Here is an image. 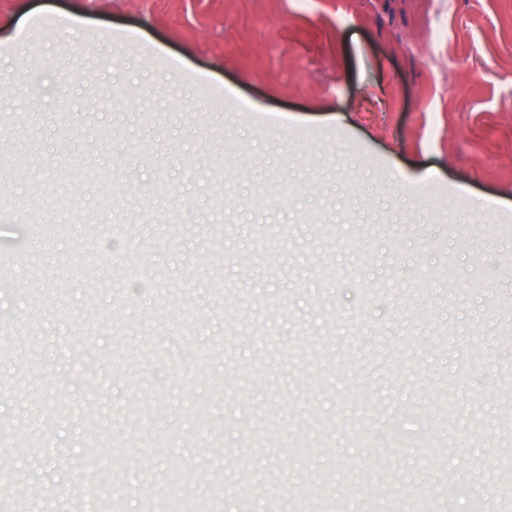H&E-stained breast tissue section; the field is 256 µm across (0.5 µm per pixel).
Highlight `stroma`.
<instances>
[{"label":"stroma","instance_id":"1","mask_svg":"<svg viewBox=\"0 0 512 512\" xmlns=\"http://www.w3.org/2000/svg\"><path fill=\"white\" fill-rule=\"evenodd\" d=\"M0 112V453L33 512H71L80 485L142 512L174 456L193 465L187 489L223 484L212 512H240L249 486L267 512L298 481L329 487L308 512H407L418 495L428 512L494 508L512 414L497 387L512 364V0H0ZM95 164L124 192L78 188ZM276 181L288 198L257 205ZM437 187L462 210L430 211ZM328 204L336 236L315 257L302 218ZM218 224L250 312L206 287ZM173 289L193 296L191 338L161 300ZM82 350L100 361L93 391ZM155 399L160 415H135ZM91 404L119 447L106 479L77 464ZM441 426L425 457L417 439ZM298 435L315 454L290 453Z\"/></svg>","mask_w":512,"mask_h":512}]
</instances>
